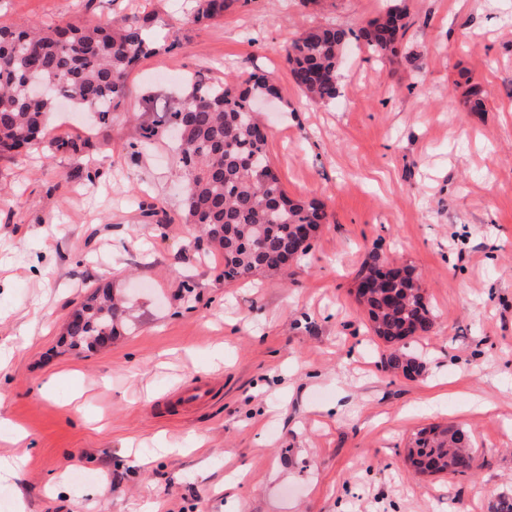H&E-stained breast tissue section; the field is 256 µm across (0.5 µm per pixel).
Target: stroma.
<instances>
[{
    "label": "stroma",
    "mask_w": 512,
    "mask_h": 512,
    "mask_svg": "<svg viewBox=\"0 0 512 512\" xmlns=\"http://www.w3.org/2000/svg\"><path fill=\"white\" fill-rule=\"evenodd\" d=\"M389 4L233 0L194 24V0H0L1 22L149 14L151 37L181 43L133 71L108 131L63 105L47 144L0 156V419L28 435L0 512H493L512 497V0H405L409 61L349 41L339 97L306 103L284 47ZM253 72L279 89L264 127L282 186L328 222L287 276L227 284L181 220L174 143L136 151L129 116L173 106L195 74ZM474 81L480 112L464 103ZM58 139L80 153H52ZM374 250L421 276L435 329L406 342L421 375L384 369L356 301ZM103 282L132 323L66 350L70 314ZM197 383L208 400L181 404ZM430 424L471 430L473 472L403 463Z\"/></svg>",
    "instance_id": "obj_1"
}]
</instances>
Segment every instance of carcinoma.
I'll use <instances>...</instances> for the list:
<instances>
[{
  "mask_svg": "<svg viewBox=\"0 0 512 512\" xmlns=\"http://www.w3.org/2000/svg\"><path fill=\"white\" fill-rule=\"evenodd\" d=\"M232 0H197L191 22L224 16ZM405 11L389 7L359 29L373 53L390 59L400 55ZM151 16L114 19L107 23L69 22L51 29L37 22H0V154H19L43 143L48 116L60 100L93 112L98 124L112 125V114L125 107L130 76L145 58L180 46L163 47L147 39ZM351 32L336 26L304 31L284 49L294 84L315 103L339 96L337 72ZM278 90L263 74L252 73L239 83L216 82L204 74L192 79L187 95L153 120L138 122L135 145L142 149L183 126L179 142V177L183 182V219L198 239L224 259L220 277L246 280L256 273L278 274L288 262L306 254L311 240L303 232L327 222L325 204L317 199H292L279 175L271 174L267 137L254 109L261 95ZM392 262L371 253L358 274L370 280L356 300L370 321L373 335L388 348L385 367L406 377L419 371L404 341L434 331L429 300L405 267L382 270ZM125 310L108 284L99 285L74 311L65 328L73 348L98 347L106 336L119 334ZM406 456L415 469L465 475L474 468L470 432L459 426L428 425L419 429Z\"/></svg>",
  "mask_w": 512,
  "mask_h": 512,
  "instance_id": "1",
  "label": "carcinoma"
}]
</instances>
